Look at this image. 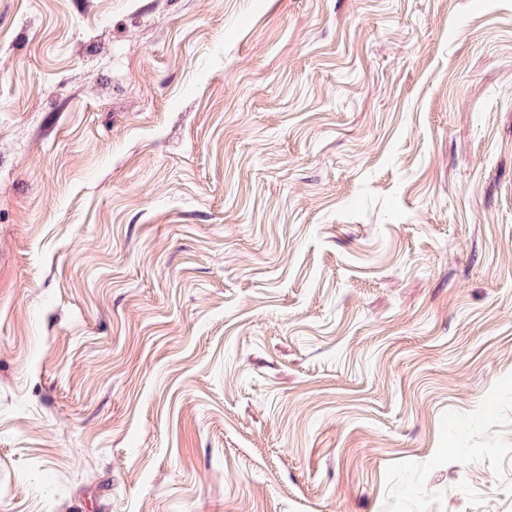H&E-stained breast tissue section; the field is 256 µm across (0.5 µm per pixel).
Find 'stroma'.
<instances>
[{
	"label": "stroma",
	"instance_id": "stroma-1",
	"mask_svg": "<svg viewBox=\"0 0 512 512\" xmlns=\"http://www.w3.org/2000/svg\"><path fill=\"white\" fill-rule=\"evenodd\" d=\"M512 512V0H0V512Z\"/></svg>",
	"mask_w": 512,
	"mask_h": 512
}]
</instances>
